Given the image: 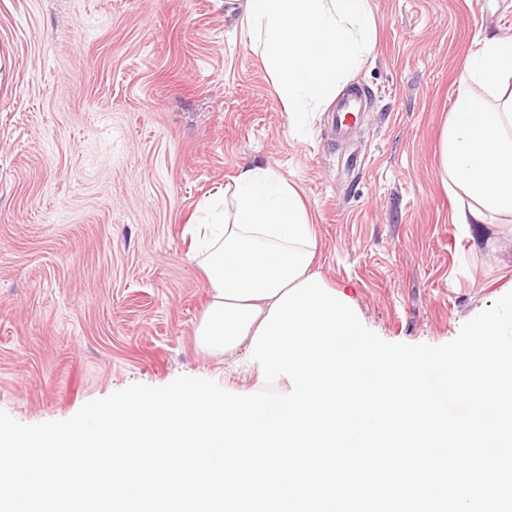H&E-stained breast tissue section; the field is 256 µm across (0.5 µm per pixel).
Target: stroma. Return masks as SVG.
<instances>
[{
  "label": "stroma",
  "instance_id": "1",
  "mask_svg": "<svg viewBox=\"0 0 512 512\" xmlns=\"http://www.w3.org/2000/svg\"><path fill=\"white\" fill-rule=\"evenodd\" d=\"M376 46L293 132L241 10L217 0H0V410L65 420L134 383L223 382L191 219L246 164L315 224L319 269L388 342L441 345L512 292V230L457 224L440 141L512 0H370ZM362 107L363 92L359 89L349 90L339 99L333 111L336 136L343 135L357 122Z\"/></svg>",
  "mask_w": 512,
  "mask_h": 512
}]
</instances>
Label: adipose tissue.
Segmentation results:
<instances>
[{"label": "adipose tissue", "mask_w": 512, "mask_h": 512, "mask_svg": "<svg viewBox=\"0 0 512 512\" xmlns=\"http://www.w3.org/2000/svg\"><path fill=\"white\" fill-rule=\"evenodd\" d=\"M475 84L512 86V38H484L443 133V179L467 199L454 212L457 224H484L493 213L512 215V111L482 108L471 90Z\"/></svg>", "instance_id": "obj_1"}]
</instances>
